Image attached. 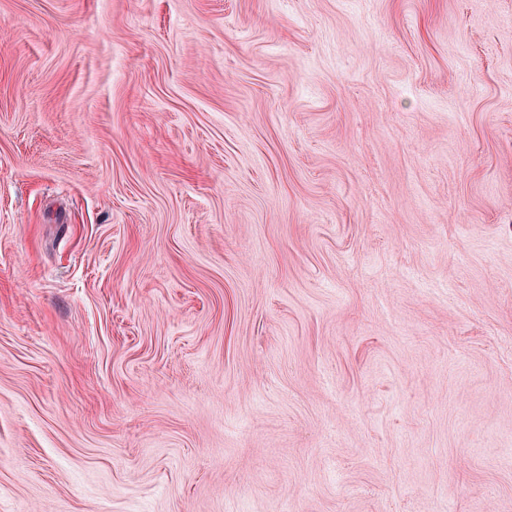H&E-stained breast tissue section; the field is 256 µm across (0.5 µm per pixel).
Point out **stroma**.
<instances>
[{"mask_svg":"<svg viewBox=\"0 0 512 512\" xmlns=\"http://www.w3.org/2000/svg\"><path fill=\"white\" fill-rule=\"evenodd\" d=\"M0 512H512V0H0Z\"/></svg>","mask_w":512,"mask_h":512,"instance_id":"35a3bbf8","label":"stroma"}]
</instances>
